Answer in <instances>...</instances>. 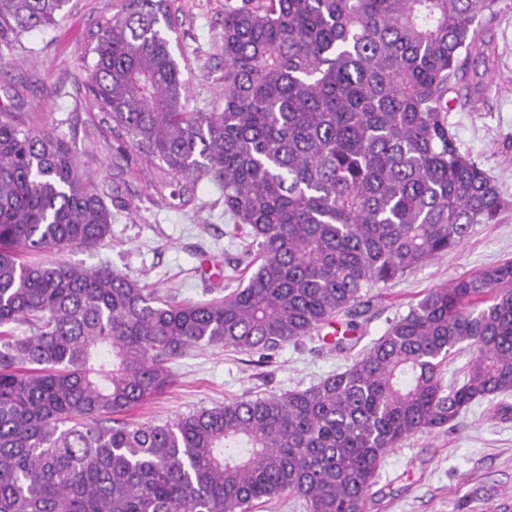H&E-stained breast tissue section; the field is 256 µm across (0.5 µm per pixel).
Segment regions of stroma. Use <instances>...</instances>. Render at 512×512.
Wrapping results in <instances>:
<instances>
[{"label":"stroma","instance_id":"1","mask_svg":"<svg viewBox=\"0 0 512 512\" xmlns=\"http://www.w3.org/2000/svg\"><path fill=\"white\" fill-rule=\"evenodd\" d=\"M114 2L70 0L66 17L36 38L34 52L0 64V84L20 90L32 118L61 121L83 178L104 192L113 214L111 236L102 245L35 259L107 266L178 302L223 297L238 284L232 267L249 238L233 233L219 191L200 181L188 206L171 208L154 171L142 167L134 152L119 150L98 111L81 99L90 37ZM224 4L173 0L172 49L189 81L191 104L200 109L224 90ZM482 40L469 57L467 81L485 85L486 95L473 106L464 92H450L448 123L462 151L499 185L506 207L497 222L476 225L460 246L402 280L369 288L359 306L354 348L338 352L309 336L263 360L230 348L198 347L171 363V385L130 411V421H166L202 407L308 388L344 370L428 291L512 260V0H503ZM365 512H512V395L474 403L457 428L411 437L388 452Z\"/></svg>","mask_w":512,"mask_h":512}]
</instances>
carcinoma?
I'll list each match as a JSON object with an SVG mask.
<instances>
[{
  "instance_id": "cac0c4a2",
  "label": "carcinoma",
  "mask_w": 512,
  "mask_h": 512,
  "mask_svg": "<svg viewBox=\"0 0 512 512\" xmlns=\"http://www.w3.org/2000/svg\"><path fill=\"white\" fill-rule=\"evenodd\" d=\"M502 0H226L224 92L191 107L171 0H116L85 99L157 169L169 204L206 179L256 247L223 298L171 303L92 248L112 211L72 144L0 88V512H249L294 495L364 512L380 459L512 393V260L423 296L345 370L160 423L123 414L198 346L270 356L353 315L362 291L460 245L504 202L448 126L462 52ZM69 0H0V61ZM33 326L16 336L13 325ZM462 381L442 368L460 345Z\"/></svg>"
}]
</instances>
